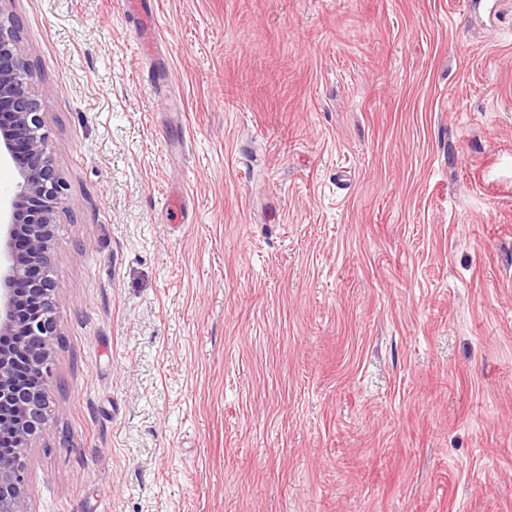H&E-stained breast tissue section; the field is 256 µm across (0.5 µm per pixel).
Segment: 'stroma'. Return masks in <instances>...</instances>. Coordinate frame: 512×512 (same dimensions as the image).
<instances>
[{
	"label": "stroma",
	"instance_id": "35a3bbf8",
	"mask_svg": "<svg viewBox=\"0 0 512 512\" xmlns=\"http://www.w3.org/2000/svg\"><path fill=\"white\" fill-rule=\"evenodd\" d=\"M0 0L55 166L20 512H512V0ZM126 10L129 12V19L135 24L138 31V47L143 52L152 49L156 34L158 32V20L156 12L142 10L143 0H128Z\"/></svg>",
	"mask_w": 512,
	"mask_h": 512
}]
</instances>
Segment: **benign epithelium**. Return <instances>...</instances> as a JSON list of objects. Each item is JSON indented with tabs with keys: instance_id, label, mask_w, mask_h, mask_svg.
<instances>
[{
	"instance_id": "7a95c632",
	"label": "benign epithelium",
	"mask_w": 512,
	"mask_h": 512,
	"mask_svg": "<svg viewBox=\"0 0 512 512\" xmlns=\"http://www.w3.org/2000/svg\"><path fill=\"white\" fill-rule=\"evenodd\" d=\"M19 21L0 9V160L22 157L19 180L0 210V512H19L25 449L48 432L47 390L57 326L51 242L64 184L49 150L34 75L18 54Z\"/></svg>"
}]
</instances>
